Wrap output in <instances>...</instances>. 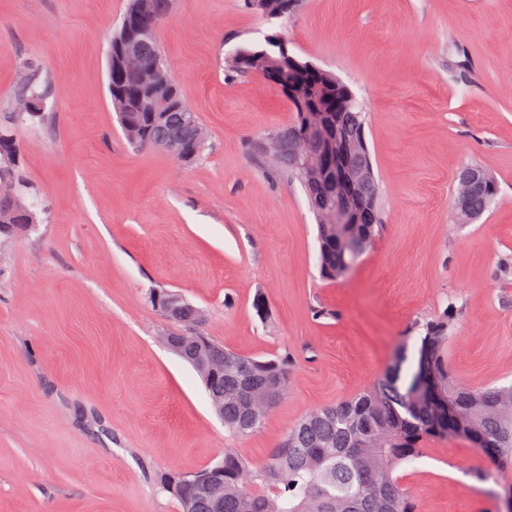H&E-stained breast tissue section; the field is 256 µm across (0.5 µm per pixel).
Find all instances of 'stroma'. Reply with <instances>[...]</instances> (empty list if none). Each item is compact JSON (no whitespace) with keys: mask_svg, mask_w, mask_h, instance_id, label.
<instances>
[{"mask_svg":"<svg viewBox=\"0 0 512 512\" xmlns=\"http://www.w3.org/2000/svg\"><path fill=\"white\" fill-rule=\"evenodd\" d=\"M128 0H0V113L27 61L48 91L18 130L36 231L0 244V512H179L164 478L235 449L264 462L314 408L366 390L396 348L451 313L448 359L481 389L512 382V0H299L281 33L365 107L382 228L341 282L322 278L300 186L249 150L291 124L282 88L228 80L224 57L273 30L246 0H174L158 31L208 136L184 164L134 149L112 108L108 37ZM497 181L479 221L453 219L455 177ZM170 290L236 353L294 358L287 395L230 435L197 372L164 343ZM325 309L316 317V309ZM486 457L430 440L398 475L419 512H503Z\"/></svg>","mask_w":512,"mask_h":512,"instance_id":"35a3bbf8","label":"stroma"}]
</instances>
